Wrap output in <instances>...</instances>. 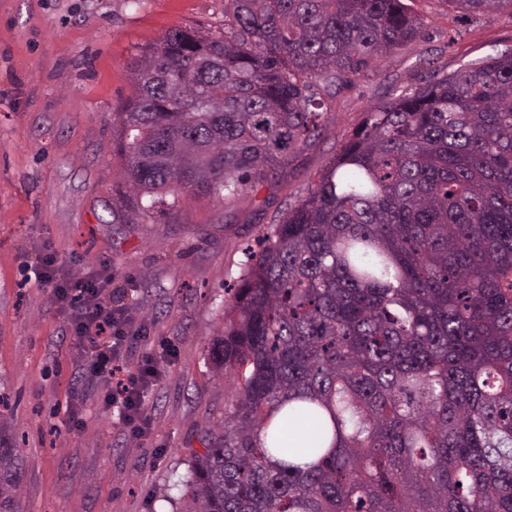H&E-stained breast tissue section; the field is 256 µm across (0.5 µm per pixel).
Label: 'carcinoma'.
Wrapping results in <instances>:
<instances>
[{"label": "carcinoma", "mask_w": 512, "mask_h": 512, "mask_svg": "<svg viewBox=\"0 0 512 512\" xmlns=\"http://www.w3.org/2000/svg\"><path fill=\"white\" fill-rule=\"evenodd\" d=\"M424 33L403 0H224L134 58L116 209L233 205L325 126L314 87ZM211 358L239 391L185 512H512V49L365 112L245 253Z\"/></svg>", "instance_id": "obj_1"}]
</instances>
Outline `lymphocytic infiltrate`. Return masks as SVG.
I'll return each mask as SVG.
<instances>
[{
	"label": "lymphocytic infiltrate",
	"instance_id": "lymphocytic-infiltrate-1",
	"mask_svg": "<svg viewBox=\"0 0 512 512\" xmlns=\"http://www.w3.org/2000/svg\"><path fill=\"white\" fill-rule=\"evenodd\" d=\"M55 264L54 251H47L41 260L42 276L55 280L56 300L72 310L73 334L78 347L87 355V371L108 383L104 405L116 411L119 422L131 435H144L145 399L160 379L157 354H146L137 372H128L125 361L129 345L142 337V328L136 327L121 308L105 300V282L99 275H67L59 279L55 276Z\"/></svg>",
	"mask_w": 512,
	"mask_h": 512
}]
</instances>
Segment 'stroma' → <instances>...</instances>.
<instances>
[{
  "mask_svg": "<svg viewBox=\"0 0 512 512\" xmlns=\"http://www.w3.org/2000/svg\"><path fill=\"white\" fill-rule=\"evenodd\" d=\"M423 39L329 90V121L234 206L196 197L127 223L112 203L123 165L112 144L138 51L175 29L219 30L224 0H0V442L15 448L14 512H182L193 452L220 435L236 395L210 349L242 247L303 195L369 106L512 48V13L459 18L446 0H406ZM64 273H94L172 354L148 397L149 426L129 436L94 386L53 286L34 271L45 249ZM83 420L68 429L70 410Z\"/></svg>",
  "mask_w": 512,
  "mask_h": 512,
  "instance_id": "1",
  "label": "stroma"
}]
</instances>
